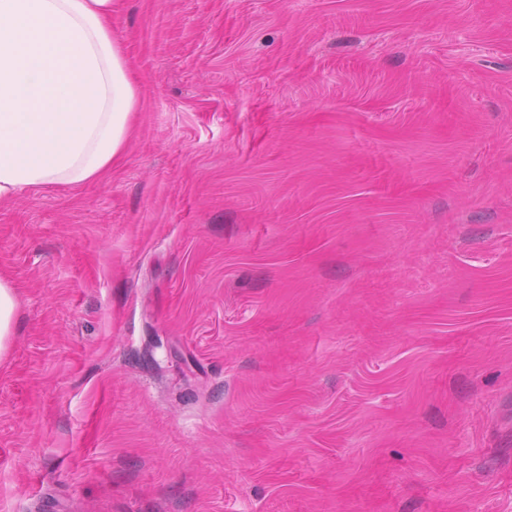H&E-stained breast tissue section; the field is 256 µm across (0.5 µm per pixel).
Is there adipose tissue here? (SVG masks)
<instances>
[{
	"label": "adipose tissue",
	"instance_id": "adipose-tissue-1",
	"mask_svg": "<svg viewBox=\"0 0 512 512\" xmlns=\"http://www.w3.org/2000/svg\"><path fill=\"white\" fill-rule=\"evenodd\" d=\"M113 0H0V200L78 187L124 152L138 107Z\"/></svg>",
	"mask_w": 512,
	"mask_h": 512
}]
</instances>
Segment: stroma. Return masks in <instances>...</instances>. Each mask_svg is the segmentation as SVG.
I'll return each mask as SVG.
<instances>
[{"label": "stroma", "mask_w": 512, "mask_h": 512, "mask_svg": "<svg viewBox=\"0 0 512 512\" xmlns=\"http://www.w3.org/2000/svg\"><path fill=\"white\" fill-rule=\"evenodd\" d=\"M101 179L0 201V512H512V0H114ZM18 311L17 292L10 281L0 278V356L14 331Z\"/></svg>", "instance_id": "1"}]
</instances>
